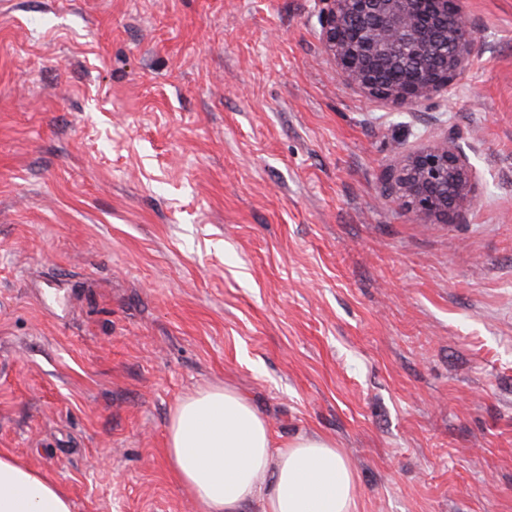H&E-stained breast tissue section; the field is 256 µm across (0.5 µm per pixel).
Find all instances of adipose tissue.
<instances>
[{
	"label": "adipose tissue",
	"mask_w": 512,
	"mask_h": 512,
	"mask_svg": "<svg viewBox=\"0 0 512 512\" xmlns=\"http://www.w3.org/2000/svg\"><path fill=\"white\" fill-rule=\"evenodd\" d=\"M166 455L201 512H358L354 471L332 440L276 442L230 388H202L176 404ZM0 512H72V504L56 482L0 452Z\"/></svg>",
	"instance_id": "adipose-tissue-1"
}]
</instances>
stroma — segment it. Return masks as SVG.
<instances>
[{"mask_svg":"<svg viewBox=\"0 0 512 512\" xmlns=\"http://www.w3.org/2000/svg\"><path fill=\"white\" fill-rule=\"evenodd\" d=\"M455 89L336 74L318 0L0 7V452L74 512H199L172 409L241 392L335 441L359 512H512V0ZM453 132L477 203L383 173Z\"/></svg>","mask_w":512,"mask_h":512,"instance_id":"1","label":"stroma"}]
</instances>
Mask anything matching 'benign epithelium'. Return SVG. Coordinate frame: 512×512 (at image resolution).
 <instances>
[{"label":"benign epithelium","instance_id":"1","mask_svg":"<svg viewBox=\"0 0 512 512\" xmlns=\"http://www.w3.org/2000/svg\"><path fill=\"white\" fill-rule=\"evenodd\" d=\"M337 75L368 97L410 109L468 71L476 36L459 0H319ZM397 203L443 219L475 202V171L452 133L384 172Z\"/></svg>","mask_w":512,"mask_h":512}]
</instances>
